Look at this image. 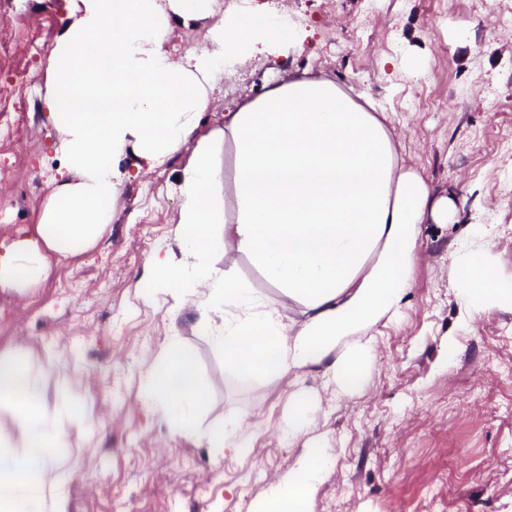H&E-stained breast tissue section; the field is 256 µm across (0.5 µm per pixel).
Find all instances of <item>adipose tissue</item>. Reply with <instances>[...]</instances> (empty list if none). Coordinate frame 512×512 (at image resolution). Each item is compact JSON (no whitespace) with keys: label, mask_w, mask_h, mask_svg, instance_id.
I'll list each match as a JSON object with an SVG mask.
<instances>
[{"label":"adipose tissue","mask_w":512,"mask_h":512,"mask_svg":"<svg viewBox=\"0 0 512 512\" xmlns=\"http://www.w3.org/2000/svg\"><path fill=\"white\" fill-rule=\"evenodd\" d=\"M215 4L79 0L49 52L42 97L57 132L60 181L43 206L37 240L0 250V288L37 283L48 255L95 246L125 181L188 145L175 236L152 252L150 292L169 294L174 316L193 306L225 370L240 381L298 384L303 370L315 368L336 393L355 392L374 357L373 330L404 305L422 224L454 223L456 204L433 198L400 159L387 125L326 78L293 77L199 134L226 67L259 44H299L286 25L239 16L216 23L201 49L173 59L171 19H206ZM222 152L231 157L228 176ZM484 235L477 230L453 256L460 300L474 315L512 305V281L497 276ZM221 257L227 268L218 267ZM240 257L279 288L282 301L235 274ZM287 305L299 318L284 313ZM139 390L174 433L194 430L204 386L177 341L145 361ZM42 403L40 378L0 355V512H68L72 468L59 456V421ZM328 473L326 454L308 449L258 512H310Z\"/></svg>","instance_id":"adipose-tissue-1"}]
</instances>
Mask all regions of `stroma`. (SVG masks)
<instances>
[{
  "label": "stroma",
  "mask_w": 512,
  "mask_h": 512,
  "mask_svg": "<svg viewBox=\"0 0 512 512\" xmlns=\"http://www.w3.org/2000/svg\"><path fill=\"white\" fill-rule=\"evenodd\" d=\"M76 0H14L0 30L39 31L19 57L0 59V245L35 235L56 186V131L41 107L49 51ZM512 0L476 13L466 0H240L225 17H280L301 25L304 49L274 44L225 74L201 132L228 108L309 71L380 102L406 166L434 197L453 198L457 220L423 225L414 281L397 322L380 326L364 388L339 396L322 373L301 383L317 396L308 428L284 425L287 381L242 383L197 326L194 307L171 316L170 295L144 300L155 244L173 239L185 154L142 170L114 204L103 239L80 254L49 256L31 288H0V353L37 374L43 409L68 386L83 419L65 423L61 457L72 463L69 512H253L269 486L312 447L330 464L311 512H512V307L471 317L459 300L452 255L485 226L498 277L512 280ZM456 339L452 357L444 351ZM196 359L207 398L197 431L172 432L139 397L141 366L171 340ZM243 421L248 454L214 456L205 431Z\"/></svg>",
  "instance_id": "35a3bbf8"
}]
</instances>
